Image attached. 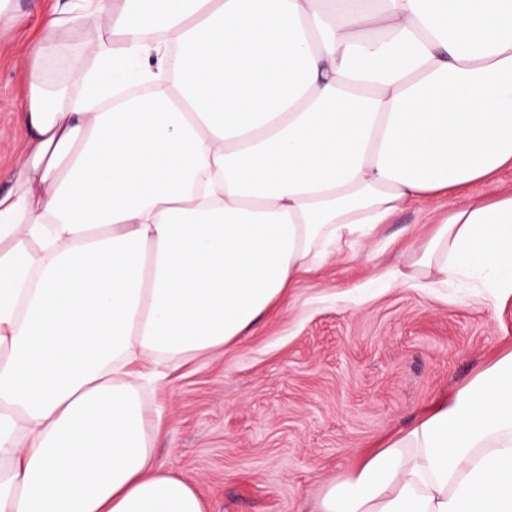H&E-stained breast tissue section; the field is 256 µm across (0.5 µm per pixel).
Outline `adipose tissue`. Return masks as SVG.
Here are the masks:
<instances>
[{
  "mask_svg": "<svg viewBox=\"0 0 512 512\" xmlns=\"http://www.w3.org/2000/svg\"><path fill=\"white\" fill-rule=\"evenodd\" d=\"M83 11L42 23L0 194V512H205L155 462L134 366L220 351L330 249L512 169V0ZM84 19L103 35L75 98L42 64ZM120 58L150 93L105 109ZM412 266L511 302L512 194L454 209ZM314 512H512V353Z\"/></svg>",
  "mask_w": 512,
  "mask_h": 512,
  "instance_id": "obj_1",
  "label": "adipose tissue"
}]
</instances>
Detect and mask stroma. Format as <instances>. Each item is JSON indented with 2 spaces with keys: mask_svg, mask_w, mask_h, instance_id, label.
<instances>
[{
  "mask_svg": "<svg viewBox=\"0 0 512 512\" xmlns=\"http://www.w3.org/2000/svg\"><path fill=\"white\" fill-rule=\"evenodd\" d=\"M79 0H11L0 18V193L16 181L26 132L17 113L44 17ZM512 193V169L398 212L345 245L224 349L171 362L143 395L162 415L157 464L192 481L205 512H312L363 455L512 351V302L473 283L374 288L455 206Z\"/></svg>",
  "mask_w": 512,
  "mask_h": 512,
  "instance_id": "stroma-1",
  "label": "stroma"
}]
</instances>
